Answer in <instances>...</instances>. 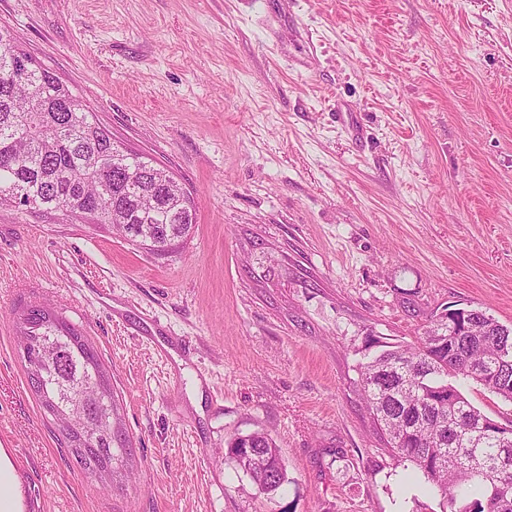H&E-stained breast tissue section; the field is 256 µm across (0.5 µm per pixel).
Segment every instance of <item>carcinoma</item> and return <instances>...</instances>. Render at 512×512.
Here are the masks:
<instances>
[{"label":"carcinoma","instance_id":"cac0c4a2","mask_svg":"<svg viewBox=\"0 0 512 512\" xmlns=\"http://www.w3.org/2000/svg\"><path fill=\"white\" fill-rule=\"evenodd\" d=\"M0 27V205L31 212L64 210L70 220L109 224L130 241L161 255L186 238L196 224L175 179L138 153L123 149L95 119L83 98L55 74L39 67ZM56 322V354L40 365L37 392L47 412L68 411L85 389L84 406L92 448L101 471L126 477L136 463L116 395L98 354L66 320ZM40 307L30 306L15 328L31 329L34 346L47 336ZM470 336L448 325V309L433 316L416 343L365 355L361 377L365 407L399 462H408L440 492L443 512H512V474L495 480L476 475L484 464L512 453L495 421L476 410L457 388L471 380L512 401V327L493 316H476ZM249 450L272 459L251 478L258 490L274 492L286 479L271 437L256 432L227 443L237 461Z\"/></svg>","mask_w":512,"mask_h":512}]
</instances>
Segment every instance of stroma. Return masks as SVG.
I'll use <instances>...</instances> for the list:
<instances>
[{"label": "stroma", "instance_id": "35a3bbf8", "mask_svg": "<svg viewBox=\"0 0 512 512\" xmlns=\"http://www.w3.org/2000/svg\"><path fill=\"white\" fill-rule=\"evenodd\" d=\"M0 25L197 206L162 256L0 207L22 512H442L374 429L360 366L451 305L512 327V0H0ZM30 304L95 348L135 478L103 485L41 407L13 323ZM255 431L286 465L273 493L224 456Z\"/></svg>", "mask_w": 512, "mask_h": 512}]
</instances>
